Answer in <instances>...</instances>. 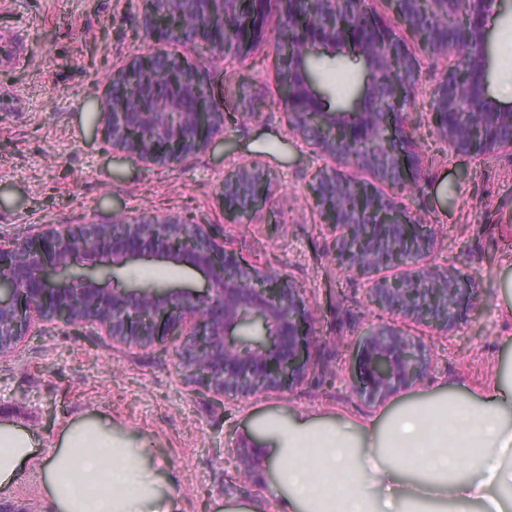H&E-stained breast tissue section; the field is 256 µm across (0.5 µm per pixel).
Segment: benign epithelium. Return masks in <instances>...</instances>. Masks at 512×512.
Instances as JSON below:
<instances>
[{
	"instance_id": "obj_1",
	"label": "benign epithelium",
	"mask_w": 512,
	"mask_h": 512,
	"mask_svg": "<svg viewBox=\"0 0 512 512\" xmlns=\"http://www.w3.org/2000/svg\"><path fill=\"white\" fill-rule=\"evenodd\" d=\"M276 0L288 30L277 47L288 67L279 106L288 132L325 161L307 185L320 222L336 227L334 262L350 279H369L367 302L404 320L452 331L465 309L480 302L462 272L428 261L432 235L397 192L415 190L417 128L410 108L421 85L420 56L397 36L406 28L420 50L439 40L435 30L412 26L420 3L431 13L457 20L454 53L460 61L444 67L434 80L432 133L455 154L512 151L496 129L512 133V107L495 105L485 95L483 23L497 0H383L380 14L368 0ZM175 17L171 26L155 22L148 0L138 12L149 39L194 46L206 44L213 58L231 54L245 59L263 40L267 0H247L240 32L219 35L200 17L162 0ZM213 18L238 9L241 0H204ZM350 47L366 63L368 80L361 101L346 108H325L315 92L310 69L320 51ZM209 61L193 63L159 45L131 58L117 79L127 92L109 97L103 112L112 149L146 166L170 165L203 152L223 131L226 113L202 114L158 85L166 67L192 71L209 87ZM346 166L341 171L334 162ZM390 187L387 193L380 185ZM224 215L244 222L269 206L271 180L256 162H237L220 184ZM148 257L191 266L207 278V288L192 294L161 285L104 288L98 263L112 269ZM398 275L376 279L382 270ZM35 318L52 325L92 328L125 347H144L167 337H187L178 352L184 379L215 395L249 397L282 392L309 372L310 346L316 339L311 303L287 275L252 264L224 247L204 224L179 216L120 214L110 224H46L22 243L0 240V356L13 352ZM425 344L399 326L381 323L361 337L357 351L358 391L383 401L397 390L425 379L430 366Z\"/></svg>"
}]
</instances>
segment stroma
<instances>
[{"label":"stroma","mask_w":512,"mask_h":512,"mask_svg":"<svg viewBox=\"0 0 512 512\" xmlns=\"http://www.w3.org/2000/svg\"><path fill=\"white\" fill-rule=\"evenodd\" d=\"M1 31L20 34L23 55L0 66V97L14 103L0 112V238L20 243L44 224H108L119 214L187 216L208 225L227 249L304 288L318 337L310 349L313 368L292 390L222 397L184 382L179 340L128 348L37 320L16 351L0 357V419L22 423L42 442L56 440L64 423L86 414L148 436L178 484L183 512H212L227 496L263 497L264 476L255 471L241 480L237 460L244 429L262 415L297 410L356 420L405 398L477 387L512 365V315L501 292L502 283L512 281V155L456 156L432 135L430 92L446 57L422 64L411 108L421 132L420 163L406 204L431 228L430 261L468 274L482 309L463 312L447 334L404 323L428 347L429 372L425 381L374 402L356 389L358 340L392 316L369 307L365 285L338 272L332 261L336 231L306 204L305 186L320 162L283 121L272 38L256 44L246 60L211 64L217 101L233 116L224 133L202 153L149 167L113 150L102 120L113 76L152 48L136 0H0ZM486 35V92L512 105V95L502 90L512 77V0H499ZM313 71L334 106L350 101L364 78L351 52L319 56ZM248 98L259 112L242 123L236 116ZM239 161L260 162L274 192L251 222L230 224L219 186ZM106 284L198 293L205 278L191 267L137 260ZM0 512H50L36 476H23L1 495Z\"/></svg>","instance_id":"stroma-1"}]
</instances>
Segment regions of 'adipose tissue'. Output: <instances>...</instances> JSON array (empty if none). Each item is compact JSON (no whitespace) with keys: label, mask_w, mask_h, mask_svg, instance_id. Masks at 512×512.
Here are the masks:
<instances>
[{"label":"adipose tissue","mask_w":512,"mask_h":512,"mask_svg":"<svg viewBox=\"0 0 512 512\" xmlns=\"http://www.w3.org/2000/svg\"><path fill=\"white\" fill-rule=\"evenodd\" d=\"M277 512H512V374L385 415H267L243 433ZM0 422V494L36 472L52 512H182L153 442L87 415L39 451Z\"/></svg>","instance_id":"obj_1"}]
</instances>
